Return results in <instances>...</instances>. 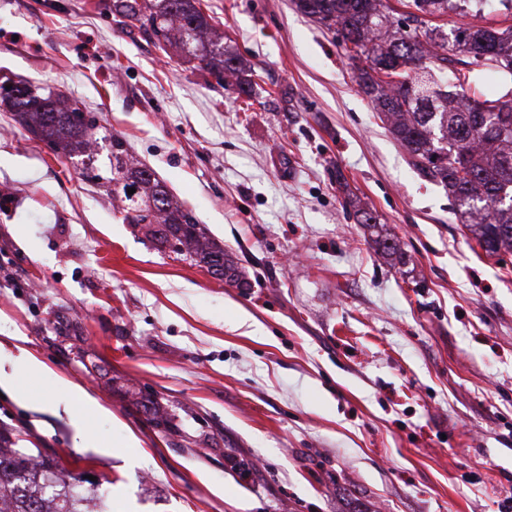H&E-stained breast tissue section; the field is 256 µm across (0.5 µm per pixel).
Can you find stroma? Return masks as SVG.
<instances>
[{
	"instance_id": "stroma-1",
	"label": "stroma",
	"mask_w": 512,
	"mask_h": 512,
	"mask_svg": "<svg viewBox=\"0 0 512 512\" xmlns=\"http://www.w3.org/2000/svg\"><path fill=\"white\" fill-rule=\"evenodd\" d=\"M112 3L0 0V72L121 136L248 285L123 223L82 175H108V142L57 157L1 104L0 367L49 408L4 391L0 432L90 462L86 512H498L512 493V252L485 256L335 33L294 0H200L253 66L249 97ZM511 17L488 0L437 23L449 35ZM384 239L404 258L382 255ZM20 347L39 372L15 369Z\"/></svg>"
}]
</instances>
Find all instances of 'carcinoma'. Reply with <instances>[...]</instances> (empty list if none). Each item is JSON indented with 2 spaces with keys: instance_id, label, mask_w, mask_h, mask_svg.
<instances>
[{
  "instance_id": "cac0c4a2",
  "label": "carcinoma",
  "mask_w": 512,
  "mask_h": 512,
  "mask_svg": "<svg viewBox=\"0 0 512 512\" xmlns=\"http://www.w3.org/2000/svg\"><path fill=\"white\" fill-rule=\"evenodd\" d=\"M298 10L336 32L358 83L369 96L408 162L425 181L441 187L465 217V228L490 256L512 251V91L484 97L475 74L512 75V27L464 24L453 44L438 40L428 17L448 11V0H406L415 12L389 19L388 0H295ZM113 11L134 23L163 52L170 48L196 59L242 94L250 92L244 62L224 48V34L210 23L200 0H113ZM404 66L406 81L381 78L379 66ZM15 121L71 158L92 154L101 127L79 117L61 93L16 84L4 95ZM112 198L123 203V221L168 243L172 252L199 266L219 263L242 281L236 263L205 232L147 167L131 157L124 140L109 137ZM136 192L128 194L127 189ZM0 433V512H84L85 497L74 477L47 461L39 448L17 458Z\"/></svg>"
}]
</instances>
